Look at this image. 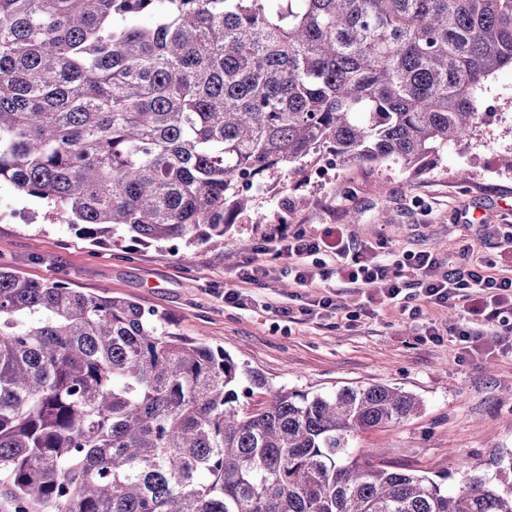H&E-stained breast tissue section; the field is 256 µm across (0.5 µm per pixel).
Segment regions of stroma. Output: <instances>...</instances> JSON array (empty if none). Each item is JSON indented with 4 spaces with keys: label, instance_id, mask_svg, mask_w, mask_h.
Listing matches in <instances>:
<instances>
[{
    "label": "stroma",
    "instance_id": "1",
    "mask_svg": "<svg viewBox=\"0 0 512 512\" xmlns=\"http://www.w3.org/2000/svg\"><path fill=\"white\" fill-rule=\"evenodd\" d=\"M508 82L510 70L492 83L487 123L477 133L481 145L464 162L444 159L441 168L413 180L391 161L334 168L303 181L284 176L273 197L257 198L220 243L95 244L53 218L0 222V263L31 279L64 277L88 294L130 298L164 316L174 332L224 348L265 380V387L254 388L253 404L265 401L270 387L313 394L382 384L411 392L421 410L399 425L359 433L356 454L425 473L445 489L469 471L494 476V459L512 453L511 355H464L450 339L422 341L419 322L396 306L352 327L336 316L287 321L278 307L301 304L303 290L281 289L284 260L264 255L275 275L259 288L240 284L246 254L237 244H259L266 224L282 215L314 234L344 225L366 246L384 241L441 259L457 257L465 245L478 256L494 253L488 225H512V173L499 152L512 144V96L500 89ZM462 167L473 170L469 181L457 177ZM349 210L355 219L346 218ZM260 213L266 224L256 223ZM236 287L244 296L241 309L224 302L225 289Z\"/></svg>",
    "mask_w": 512,
    "mask_h": 512
}]
</instances>
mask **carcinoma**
Here are the masks:
<instances>
[{
  "label": "carcinoma",
  "mask_w": 512,
  "mask_h": 512,
  "mask_svg": "<svg viewBox=\"0 0 512 512\" xmlns=\"http://www.w3.org/2000/svg\"><path fill=\"white\" fill-rule=\"evenodd\" d=\"M512 0H0V183L85 238L224 237L268 179L474 135ZM125 297L0 264V512H512V456L452 489L353 441L388 385L268 389Z\"/></svg>",
  "instance_id": "cac0c4a2"
}]
</instances>
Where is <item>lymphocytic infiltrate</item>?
Instances as JSON below:
<instances>
[{"label": "lymphocytic infiltrate", "mask_w": 512, "mask_h": 512, "mask_svg": "<svg viewBox=\"0 0 512 512\" xmlns=\"http://www.w3.org/2000/svg\"><path fill=\"white\" fill-rule=\"evenodd\" d=\"M260 254L246 259L239 273L241 282L258 285L269 273L262 254L272 252L288 259V272L302 288L317 292L313 303L300 308L279 307L288 320L310 315L314 310L334 314L338 307L328 288L338 282L345 288L369 291L372 302L396 305L417 296L418 305L408 310L418 319L423 307L440 310L452 302L464 306L450 336L461 349L479 347L484 337H497L500 346L512 351V274L496 273L497 262L473 257L461 250L458 260L443 262L428 251L414 252L393 248L384 256H366L363 247L353 242L340 224H328L313 235L291 225H268L259 248ZM315 264H308V257Z\"/></svg>", "instance_id": "f902f5d3"}]
</instances>
